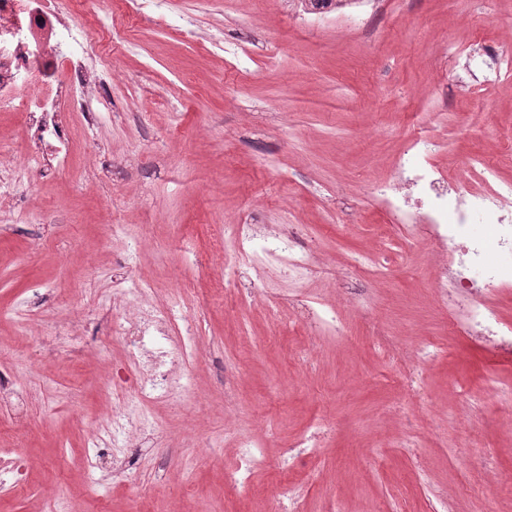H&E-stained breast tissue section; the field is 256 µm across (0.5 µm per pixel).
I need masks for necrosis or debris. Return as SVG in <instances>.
Here are the masks:
<instances>
[{"label":"necrosis or debris","instance_id":"4bbe7bcc","mask_svg":"<svg viewBox=\"0 0 512 512\" xmlns=\"http://www.w3.org/2000/svg\"><path fill=\"white\" fill-rule=\"evenodd\" d=\"M109 30L95 0H69L64 13L55 0H0V112L16 114L27 141L58 170H71L76 147L66 114L78 113L84 131H92L102 115L91 109V96L112 98V60L100 54L96 37ZM439 145L433 135L413 137L391 179L373 193L408 246L430 243L434 286L456 334L512 346V321L488 298L489 290L512 288V264L504 260L512 253V183L499 181L487 164L486 188L451 186L431 162ZM478 217L492 218V234L471 232ZM227 231L238 262L258 271L282 267L297 281L310 274L299 225L266 235L254 224H231ZM149 291L148 282L138 281L132 308L140 332L121 338L132 364L142 367L136 392L143 401L166 396L170 369L193 355L185 336L168 330L178 320L174 309L142 306Z\"/></svg>","mask_w":512,"mask_h":512}]
</instances>
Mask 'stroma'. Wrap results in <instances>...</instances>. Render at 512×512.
<instances>
[{
    "mask_svg": "<svg viewBox=\"0 0 512 512\" xmlns=\"http://www.w3.org/2000/svg\"><path fill=\"white\" fill-rule=\"evenodd\" d=\"M141 3L112 0V115L76 139L82 178L30 172L22 207L0 213V372L19 389L0 448L28 467L0 512H512V488L480 485L487 466L512 473V436L491 425L512 353L449 335L428 249L371 192L420 132L455 180L512 146V79L484 85L466 59L479 39L512 44V0H360L359 27L300 0ZM54 209L68 223H46ZM246 220L301 225L310 277H225L224 227ZM364 252L386 278L352 274ZM141 276L198 347L146 403L118 381L113 334L112 296ZM35 286L51 292L37 334ZM303 302L332 307L343 336L316 338ZM424 338L452 357L417 358ZM464 387L485 395L469 418ZM116 410L150 425L119 477L88 466L89 430Z\"/></svg>",
    "mask_w": 512,
    "mask_h": 512,
    "instance_id": "35a3bbf8",
    "label": "stroma"
}]
</instances>
